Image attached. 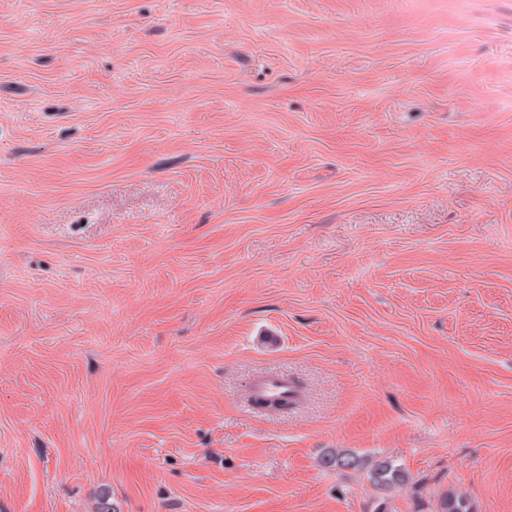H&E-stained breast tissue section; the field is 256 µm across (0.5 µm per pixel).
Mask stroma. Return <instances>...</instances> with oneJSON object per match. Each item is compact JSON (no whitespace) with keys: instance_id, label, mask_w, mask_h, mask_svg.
<instances>
[{"instance_id":"35a3bbf8","label":"stroma","mask_w":512,"mask_h":512,"mask_svg":"<svg viewBox=\"0 0 512 512\" xmlns=\"http://www.w3.org/2000/svg\"><path fill=\"white\" fill-rule=\"evenodd\" d=\"M452 489L512 512V0H0V512ZM250 391L258 402L267 399L293 401L297 398L298 389L287 378L282 376H260L252 380ZM321 463L325 467L336 469H356L366 465L365 461L358 455L349 450L339 449L325 453L321 458ZM366 468L372 484L384 492L403 489L411 480V475L390 458L371 460Z\"/></svg>"}]
</instances>
